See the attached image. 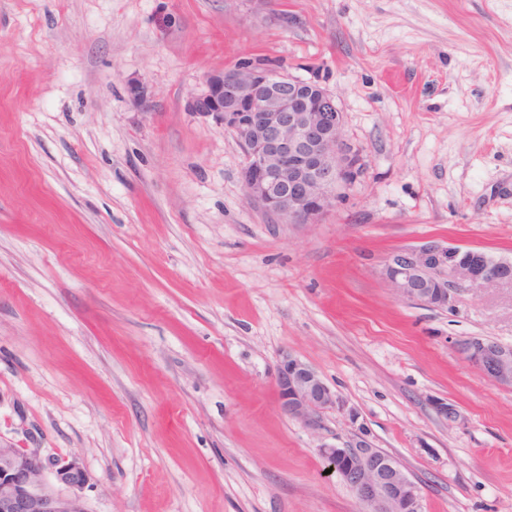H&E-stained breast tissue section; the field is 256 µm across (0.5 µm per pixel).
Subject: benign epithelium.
Returning a JSON list of instances; mask_svg holds the SVG:
<instances>
[{
	"label": "benign epithelium",
	"mask_w": 512,
	"mask_h": 512,
	"mask_svg": "<svg viewBox=\"0 0 512 512\" xmlns=\"http://www.w3.org/2000/svg\"><path fill=\"white\" fill-rule=\"evenodd\" d=\"M234 136L245 158L241 178L249 203L282 224H316L363 173L362 158L344 137L343 113L317 83L295 79L266 63L245 61L214 73L192 102ZM506 259L476 265L458 247L437 239L392 251L379 276L393 294L417 305L450 309L464 289L512 288L498 268ZM462 359L486 378L512 386V345L484 337L460 340ZM278 403L289 419L312 429L321 413L345 404L309 364L284 352L276 370ZM322 454L350 486L362 512H421L417 484L390 454L361 433ZM36 452L0 445V512H86L76 491L87 476L75 458L54 470ZM71 493L64 494L59 486Z\"/></svg>",
	"instance_id": "benign-epithelium-1"
}]
</instances>
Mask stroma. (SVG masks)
Wrapping results in <instances>:
<instances>
[{"label": "stroma", "mask_w": 512, "mask_h": 512, "mask_svg": "<svg viewBox=\"0 0 512 512\" xmlns=\"http://www.w3.org/2000/svg\"><path fill=\"white\" fill-rule=\"evenodd\" d=\"M254 58L361 152L319 223L189 107ZM427 238L512 258V0H0V443L77 458L86 512H360L319 453L360 432L422 512H512V387L455 349L512 345V288L397 299ZM285 351L345 410L282 414Z\"/></svg>", "instance_id": "35a3bbf8"}]
</instances>
